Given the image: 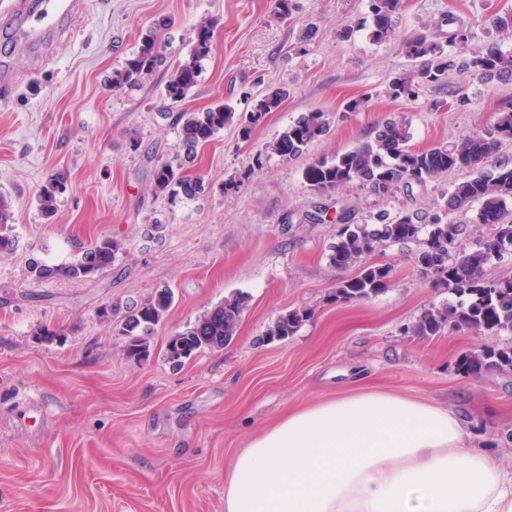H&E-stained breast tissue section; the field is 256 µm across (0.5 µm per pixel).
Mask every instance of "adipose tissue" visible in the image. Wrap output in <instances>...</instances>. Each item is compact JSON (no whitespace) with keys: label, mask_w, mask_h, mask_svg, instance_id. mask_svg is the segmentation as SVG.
Returning a JSON list of instances; mask_svg holds the SVG:
<instances>
[{"label":"adipose tissue","mask_w":512,"mask_h":512,"mask_svg":"<svg viewBox=\"0 0 512 512\" xmlns=\"http://www.w3.org/2000/svg\"><path fill=\"white\" fill-rule=\"evenodd\" d=\"M224 512H512V466L471 447L452 410L364 389L251 440Z\"/></svg>","instance_id":"adipose-tissue-1"}]
</instances>
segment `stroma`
<instances>
[{
	"label": "stroma",
	"instance_id": "obj_1",
	"mask_svg": "<svg viewBox=\"0 0 512 512\" xmlns=\"http://www.w3.org/2000/svg\"><path fill=\"white\" fill-rule=\"evenodd\" d=\"M367 10V0H296L284 22L272 0H85L43 41L21 47L5 39L14 18L0 6V193L12 205L15 238L0 253V512H224V475L252 437L289 412L359 389L451 409L473 446L512 463V372L456 370L464 353L512 336L404 335L425 308L449 298L422 278L415 244L364 257L393 269L382 294L330 298L355 274L329 261L337 212L361 223L379 209H429L464 172L410 198L379 197L356 182L321 196L303 177L312 159L369 139L390 116L409 124L418 148L493 124L512 83L454 73L447 87H424L415 99L389 98L385 87L411 66L401 38L428 30L447 40L440 20L450 11L469 47L495 40L512 51V34L493 24L512 0H404L395 38L381 44L358 26ZM205 18L216 24L215 49L178 111L225 101L243 113L279 87L288 97L250 138L230 124L199 147L192 173L203 190L172 205L150 188L157 161L181 151L176 129L157 114L171 68L119 91L108 79L155 28L167 55L183 58ZM450 96L454 104L433 109ZM358 97L365 107L346 111ZM313 110L329 113V135L292 162L272 154L277 134ZM58 172L66 189L46 217L38 196ZM230 178L239 187L228 192ZM317 205L328 209L325 222H301ZM105 237L119 249L102 274L37 281L28 272L30 258L67 263ZM161 288L174 301L151 355L129 359L118 323L98 311ZM236 291L249 302L232 343L170 368L169 336ZM295 308L311 309V319L294 336L259 344ZM44 326L63 330V340L38 341Z\"/></svg>",
	"mask_w": 512,
	"mask_h": 512
}]
</instances>
